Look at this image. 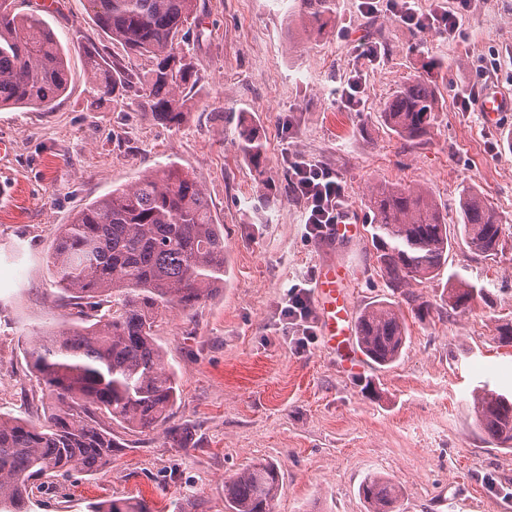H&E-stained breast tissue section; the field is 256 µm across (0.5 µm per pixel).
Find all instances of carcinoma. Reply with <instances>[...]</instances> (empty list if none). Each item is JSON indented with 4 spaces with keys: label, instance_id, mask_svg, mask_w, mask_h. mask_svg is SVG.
I'll use <instances>...</instances> for the list:
<instances>
[{
    "label": "carcinoma",
    "instance_id": "cac0c4a2",
    "mask_svg": "<svg viewBox=\"0 0 512 512\" xmlns=\"http://www.w3.org/2000/svg\"><path fill=\"white\" fill-rule=\"evenodd\" d=\"M108 44L82 47L98 100L125 97L158 121L178 127L188 94L201 82L183 49L196 24L194 0H88ZM0 0V109L52 108L68 86L64 48L41 18ZM300 17L318 34L336 15V0H300ZM145 61L139 68L137 60ZM439 100L428 81L401 85L382 113L403 141L431 133ZM238 148L260 169L266 147L254 128L239 131ZM378 269L389 288H411L440 278L451 240L441 207L426 188L377 183L369 189ZM461 234L470 250L488 258L501 250L498 213L482 192L460 191ZM48 269L58 298L75 312L35 337L25 357L41 385L44 413L34 419L0 412V512H31L36 494L58 480L99 475L119 448L114 428L162 431L182 444L184 430L169 425L179 384L158 342L161 312L190 309L223 289L229 277L224 225L216 222L193 173L174 164L79 209L57 226ZM448 307L466 308L485 285L456 272L445 284ZM408 325L399 304L381 299L355 322L361 352L386 367L402 355ZM476 423L489 439L512 443V399L490 389L475 397ZM279 473L259 461L224 481L229 512H275ZM360 494L370 512H393L400 487L373 475ZM90 512H149L142 502L109 499Z\"/></svg>",
    "mask_w": 512,
    "mask_h": 512
}]
</instances>
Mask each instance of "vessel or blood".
Listing matches in <instances>:
<instances>
[{"label": "vessel or blood", "instance_id": "b4317fda", "mask_svg": "<svg viewBox=\"0 0 512 512\" xmlns=\"http://www.w3.org/2000/svg\"><path fill=\"white\" fill-rule=\"evenodd\" d=\"M476 109L483 112L489 124H497L503 113L512 110V93L489 86L478 98ZM347 278L348 271L343 266L324 264L319 270L315 293L324 347L345 369L352 370L361 367L362 360L352 339L353 301L343 288Z\"/></svg>", "mask_w": 512, "mask_h": 512}]
</instances>
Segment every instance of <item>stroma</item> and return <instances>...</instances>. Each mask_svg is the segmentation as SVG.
<instances>
[{"instance_id": "35a3bbf8", "label": "stroma", "mask_w": 512, "mask_h": 512, "mask_svg": "<svg viewBox=\"0 0 512 512\" xmlns=\"http://www.w3.org/2000/svg\"><path fill=\"white\" fill-rule=\"evenodd\" d=\"M39 13L66 52L69 83L52 111L0 110V375L10 385L0 410L42 415L24 359L36 331L59 309L47 268L58 225L84 205L175 162L201 181L224 226L230 278L157 331L180 396L171 419L185 444L158 433L116 430L109 472L76 476L33 512H88L107 498L145 502L151 512H227L224 482L264 459L281 481L276 512H368L361 482L377 473L397 484V512H512V449L476 428L473 392L512 394V111L488 126L463 109L455 88L485 81L512 93V0H410L424 15L462 13L444 34L369 14L336 0L323 34H310L296 0H197L189 47L203 75L177 129L124 99L96 100L81 44L101 42L87 0H57ZM376 44V63L355 45ZM433 83L441 106L427 139L409 144L383 123L393 92L414 77ZM361 91L346 105L352 78ZM263 130L268 165L257 173L238 149V130ZM307 159L336 173L341 210L357 238L307 235L290 166ZM426 187L441 206L452 246L448 268L485 285L462 312L442 304L443 281L418 286L432 305L408 318L402 358L386 369L344 371L321 334L299 347L280 308L293 286L314 289L317 268L343 264L355 309L381 297L403 302L377 268L366 207L380 182ZM476 186L501 220L503 250L476 256L459 234L458 192Z\"/></svg>"}]
</instances>
